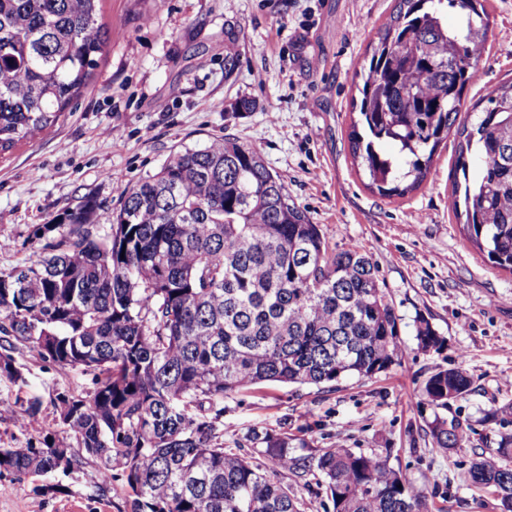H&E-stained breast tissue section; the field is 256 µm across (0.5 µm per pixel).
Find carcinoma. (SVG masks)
Instances as JSON below:
<instances>
[{
	"label": "carcinoma",
	"instance_id": "cac0c4a2",
	"mask_svg": "<svg viewBox=\"0 0 512 512\" xmlns=\"http://www.w3.org/2000/svg\"><path fill=\"white\" fill-rule=\"evenodd\" d=\"M101 0H0V159L54 126L88 86L105 43ZM479 0H398L361 68L350 147L371 185L403 196L425 179L478 81L489 19ZM455 8L462 25L442 23ZM463 128L453 206L468 238L512 271V83L485 98ZM406 157L393 166L381 145ZM478 177L469 179L472 163ZM112 223L93 199L31 236L36 259L0 269V375L19 386L15 343L46 363L91 376L86 395L55 396L58 423L91 458L102 483L123 482L131 512H306L297 488L324 487L325 512H431L388 457L349 448L298 454L284 433L256 432L260 448H224V398L264 383L334 387L372 377L398 357V317L358 247L329 251L319 225L288 195L259 150L230 137L174 151L158 172L121 191ZM419 349L444 343L415 321ZM463 369L421 388L440 409L466 396ZM41 404L21 402L24 433ZM459 423L435 416L429 435L447 451ZM57 432L0 448V473L67 474L81 463ZM263 461H255V457ZM512 434L473 460L470 480L512 512ZM278 472L294 485L274 479Z\"/></svg>",
	"mask_w": 512,
	"mask_h": 512
}]
</instances>
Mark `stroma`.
<instances>
[{
    "instance_id": "1",
    "label": "stroma",
    "mask_w": 512,
    "mask_h": 512,
    "mask_svg": "<svg viewBox=\"0 0 512 512\" xmlns=\"http://www.w3.org/2000/svg\"><path fill=\"white\" fill-rule=\"evenodd\" d=\"M490 29L480 78L469 86L458 125H471L490 91L512 83V0H482ZM396 0H101L108 40L84 93L58 124L0 161V268L30 261L27 237L87 199L108 224L121 187L156 173L174 150L224 136L259 149L294 203L318 224L330 249L358 246L374 263L398 317L403 356L370 378L333 388L264 384L224 400V446L249 447L252 432L285 433L311 448L342 446L387 456L437 512H501L492 489L468 471L512 434V272L494 267L468 239L452 205L461 138L449 133L425 180L385 197L354 160L349 133L359 118V72ZM235 39V65L224 43ZM248 100L250 109L239 108ZM425 317L444 343L419 351ZM27 384L0 375V447L20 448L17 397L41 402L40 425L57 426V392L85 393L81 370L16 355ZM459 367L468 395L444 417L462 423L457 448H436L437 412L419 391L438 370ZM102 464L71 475H0V512H130L115 482L99 491Z\"/></svg>"
}]
</instances>
